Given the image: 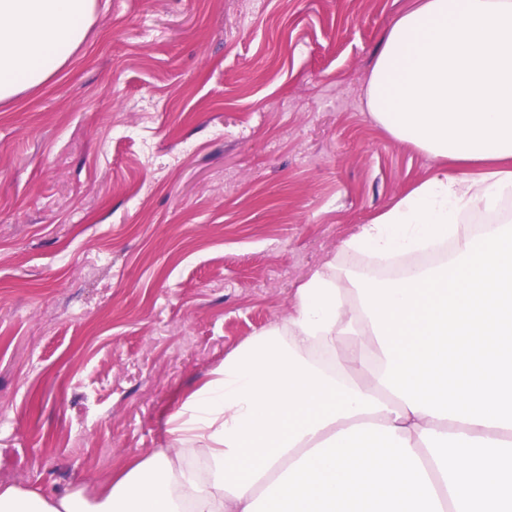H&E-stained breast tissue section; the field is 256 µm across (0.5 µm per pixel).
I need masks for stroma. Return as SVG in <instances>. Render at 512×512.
<instances>
[{
    "label": "stroma",
    "instance_id": "1",
    "mask_svg": "<svg viewBox=\"0 0 512 512\" xmlns=\"http://www.w3.org/2000/svg\"><path fill=\"white\" fill-rule=\"evenodd\" d=\"M414 0H98L0 104V487L94 498L439 163L367 108Z\"/></svg>",
    "mask_w": 512,
    "mask_h": 512
}]
</instances>
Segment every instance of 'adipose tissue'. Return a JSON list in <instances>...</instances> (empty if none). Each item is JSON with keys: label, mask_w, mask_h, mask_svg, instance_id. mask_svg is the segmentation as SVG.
<instances>
[{"label": "adipose tissue", "mask_w": 512, "mask_h": 512, "mask_svg": "<svg viewBox=\"0 0 512 512\" xmlns=\"http://www.w3.org/2000/svg\"><path fill=\"white\" fill-rule=\"evenodd\" d=\"M97 0H0V101L41 87ZM367 104L439 171L361 225L349 250L434 267L349 291L328 271L169 417L170 446L99 496L0 488V512H512V225H460L512 195V0H416L374 61ZM330 348L331 366L314 363Z\"/></svg>", "instance_id": "ef3b65f1"}]
</instances>
